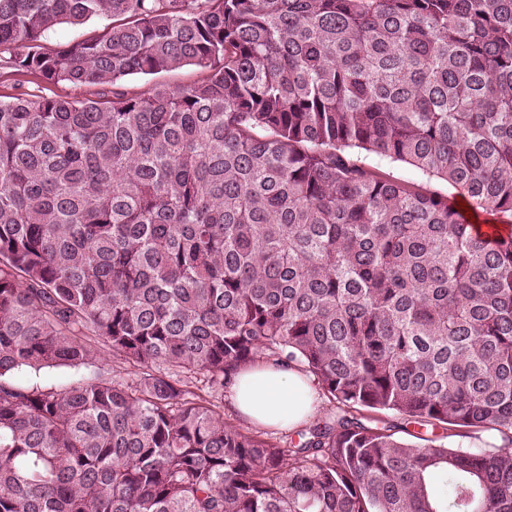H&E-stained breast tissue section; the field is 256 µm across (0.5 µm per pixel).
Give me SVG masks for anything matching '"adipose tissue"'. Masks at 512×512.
<instances>
[{
  "label": "adipose tissue",
  "mask_w": 512,
  "mask_h": 512,
  "mask_svg": "<svg viewBox=\"0 0 512 512\" xmlns=\"http://www.w3.org/2000/svg\"><path fill=\"white\" fill-rule=\"evenodd\" d=\"M230 401L251 423L292 429L310 417L317 393L311 377L300 370L259 361L235 375Z\"/></svg>",
  "instance_id": "1"
}]
</instances>
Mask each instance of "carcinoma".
Instances as JSON below:
<instances>
[{
    "label": "carcinoma",
    "instance_id": "carcinoma-1",
    "mask_svg": "<svg viewBox=\"0 0 512 512\" xmlns=\"http://www.w3.org/2000/svg\"><path fill=\"white\" fill-rule=\"evenodd\" d=\"M2 69L87 96L0 100V512H512V232L359 157L512 218V0H0ZM260 358L288 446L215 403ZM101 22L95 20L83 27L75 28L69 25L59 26L52 35L51 44H64L81 36H87L91 32L97 30ZM204 73L197 67L187 66L180 70L164 72L147 79L131 78L122 82V87L131 92H139L147 89L153 83L165 82L169 85H183L199 80ZM368 162L374 166H378L387 176L396 180H408L417 182L423 187L424 191L433 192L442 196H448V201L460 211L466 219L474 224L471 217H474L479 222L478 224H506L501 223L495 217L482 214L480 217L475 216L471 206L469 205L467 198L463 196L460 189L454 188L447 182L436 179V178H423L416 173V171L407 164L399 162H389L388 160L379 159H368ZM461 202H465V206H461ZM464 208H468V211H464ZM312 380L294 367L276 366L260 360L233 378L229 388L231 405L242 418L253 423L240 418L244 426L259 428L288 446L291 440L293 443L298 441L296 432L305 423L292 432L272 428L292 429L310 417L317 401V387ZM230 401L228 389L224 390V417L239 418ZM330 406L326 398L319 395V404L312 415L323 414Z\"/></svg>",
    "mask_w": 512,
    "mask_h": 512
}]
</instances>
